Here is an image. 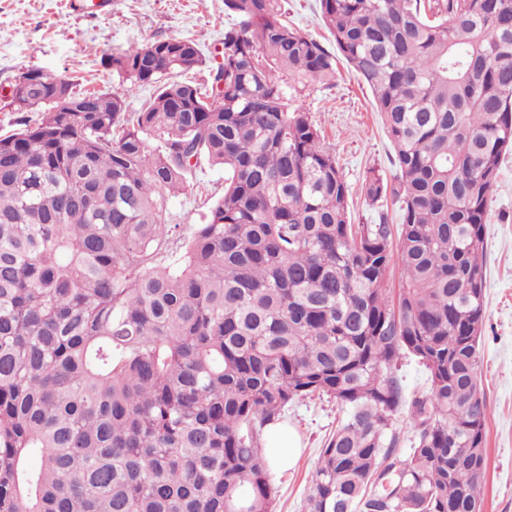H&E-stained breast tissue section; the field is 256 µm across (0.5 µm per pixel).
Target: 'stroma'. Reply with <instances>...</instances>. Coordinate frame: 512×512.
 Masks as SVG:
<instances>
[{
	"instance_id": "stroma-1",
	"label": "stroma",
	"mask_w": 512,
	"mask_h": 512,
	"mask_svg": "<svg viewBox=\"0 0 512 512\" xmlns=\"http://www.w3.org/2000/svg\"><path fill=\"white\" fill-rule=\"evenodd\" d=\"M289 22L326 48L334 43L321 23L319 0H282ZM229 19L224 0H112L105 14H89L72 0H0V99L14 77L28 67L76 77L81 90L108 92L121 85L129 110L152 97L151 84L120 83L106 61L116 51L155 39L194 40L207 59L196 80L221 61ZM336 155L354 201V221H399L392 203H366L362 175L377 166L394 174L392 145L368 88L346 64L333 85L312 84L297 99ZM224 191L223 172L203 166L188 191L169 202L166 219L178 225L173 256L181 255L200 218ZM485 318L480 340V375L486 401L487 468L483 512H512V152L494 187L487 223ZM342 414L335 401L312 396L293 402L281 423L300 438L301 451L284 472H271L278 489L274 512H303L321 448Z\"/></svg>"
}]
</instances>
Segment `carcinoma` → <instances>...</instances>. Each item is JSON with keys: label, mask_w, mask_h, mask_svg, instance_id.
<instances>
[{"label": "carcinoma", "mask_w": 512, "mask_h": 512, "mask_svg": "<svg viewBox=\"0 0 512 512\" xmlns=\"http://www.w3.org/2000/svg\"><path fill=\"white\" fill-rule=\"evenodd\" d=\"M319 7L335 53L281 0H224L208 86L175 80L206 65L191 40L113 54L123 80L156 85L133 112L116 87L18 73L29 108L0 136V512H273L264 431L315 394L345 418L306 512H482L484 224L512 150V0ZM340 57L383 115L396 172L368 168L362 191L399 205L396 228L353 223L333 151L288 111ZM203 164L224 192L169 263L170 197ZM404 357L427 375L411 399Z\"/></svg>", "instance_id": "1"}]
</instances>
